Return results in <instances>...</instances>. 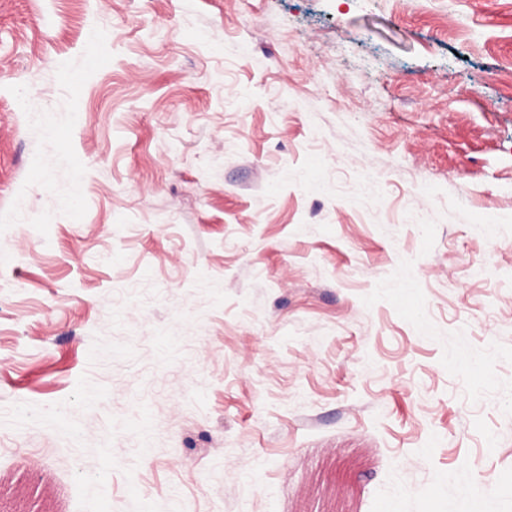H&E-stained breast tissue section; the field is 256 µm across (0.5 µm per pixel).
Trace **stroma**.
I'll return each mask as SVG.
<instances>
[{"instance_id": "35a3bbf8", "label": "stroma", "mask_w": 512, "mask_h": 512, "mask_svg": "<svg viewBox=\"0 0 512 512\" xmlns=\"http://www.w3.org/2000/svg\"><path fill=\"white\" fill-rule=\"evenodd\" d=\"M512 512V0H0V501Z\"/></svg>"}]
</instances>
